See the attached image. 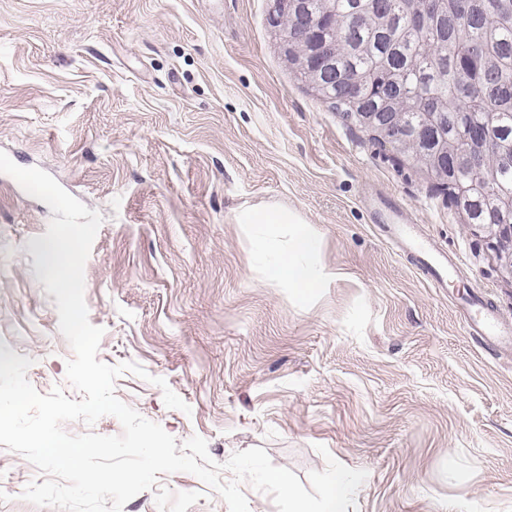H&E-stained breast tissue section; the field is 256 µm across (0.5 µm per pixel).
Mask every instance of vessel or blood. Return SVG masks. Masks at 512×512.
<instances>
[{
    "mask_svg": "<svg viewBox=\"0 0 512 512\" xmlns=\"http://www.w3.org/2000/svg\"><path fill=\"white\" fill-rule=\"evenodd\" d=\"M372 214L374 223L387 225L400 251L432 280L435 287H447L455 277L454 264L449 261L446 252L434 247L417 232L413 221L408 219L399 206L381 201L373 205ZM467 327L470 334L476 336L495 339L503 336L494 313L476 302L469 306Z\"/></svg>",
    "mask_w": 512,
    "mask_h": 512,
    "instance_id": "1",
    "label": "vessel or blood"
}]
</instances>
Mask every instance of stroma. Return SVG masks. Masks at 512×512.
Returning <instances> with one entry per match:
<instances>
[{
  "label": "stroma",
  "mask_w": 512,
  "mask_h": 512,
  "mask_svg": "<svg viewBox=\"0 0 512 512\" xmlns=\"http://www.w3.org/2000/svg\"><path fill=\"white\" fill-rule=\"evenodd\" d=\"M271 0H0V150L103 217L85 263L98 358L140 364L115 394L219 463L266 450L300 481L327 458L367 478L348 512H512V345L470 335L469 299L512 330V277L438 181L297 79ZM408 208L459 262L436 288L372 223ZM299 213L338 278L312 303L268 284L238 222ZM52 212L0 174V352L40 393L73 350L37 262ZM190 407L167 408L154 378ZM326 454H319L318 446ZM45 477L0 445V512ZM123 512H229L196 476L160 475Z\"/></svg>",
  "instance_id": "stroma-1"
}]
</instances>
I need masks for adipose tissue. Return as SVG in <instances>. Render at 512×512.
<instances>
[{
  "mask_svg": "<svg viewBox=\"0 0 512 512\" xmlns=\"http://www.w3.org/2000/svg\"><path fill=\"white\" fill-rule=\"evenodd\" d=\"M239 222L249 233L251 253L266 279L287 288L298 301H314L336 280V272L314 263L320 238L297 214L253 208L242 212Z\"/></svg>",
  "mask_w": 512,
  "mask_h": 512,
  "instance_id": "1",
  "label": "adipose tissue"
}]
</instances>
